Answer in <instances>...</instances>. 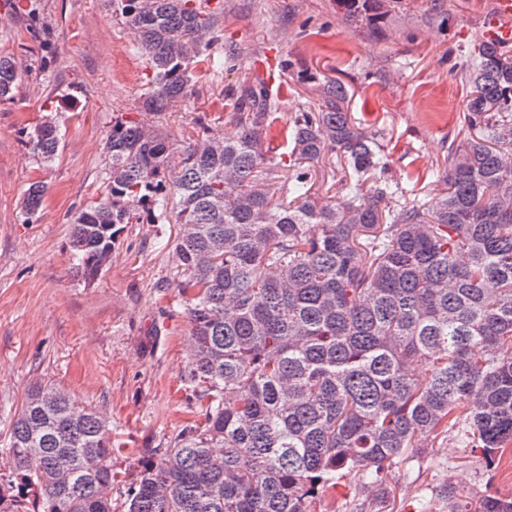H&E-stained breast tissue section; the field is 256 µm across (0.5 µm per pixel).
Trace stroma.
Here are the masks:
<instances>
[{"mask_svg": "<svg viewBox=\"0 0 512 512\" xmlns=\"http://www.w3.org/2000/svg\"><path fill=\"white\" fill-rule=\"evenodd\" d=\"M33 2L34 9L0 14V53L25 66L14 100L0 102V473L9 470L10 411L34 384L53 383L107 413L119 478L112 512H125L134 474L199 409L184 377L190 323L176 290L177 224L125 225L94 283L72 272L71 220L106 186L115 118H145L177 145L202 119L223 132L225 87L261 74L270 57L280 122L317 108L320 83L343 82L356 122L384 134L390 172L407 200H429L441 191L433 177L449 144L468 135L458 121L468 88L449 60L482 40L493 0H384L380 34L346 20L337 0H223L224 39L212 51L235 54L236 69L206 77L180 106L146 116L138 112L145 60L107 0ZM48 120L61 142L46 164L23 132ZM37 180L47 193L29 220L22 201ZM444 479L474 498L508 492L452 437L437 453L420 451L394 467L386 512L433 510Z\"/></svg>", "mask_w": 512, "mask_h": 512, "instance_id": "1", "label": "stroma"}]
</instances>
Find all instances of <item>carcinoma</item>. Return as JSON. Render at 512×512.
I'll return each instance as SVG.
<instances>
[{"label": "carcinoma", "instance_id": "carcinoma-1", "mask_svg": "<svg viewBox=\"0 0 512 512\" xmlns=\"http://www.w3.org/2000/svg\"><path fill=\"white\" fill-rule=\"evenodd\" d=\"M379 0H340L372 21ZM151 77L141 103L186 101L223 36L209 0H109ZM20 65L0 55V102ZM469 86L466 141L448 147L431 206L403 202L377 136L357 125L342 82L281 129L265 82L224 94L230 129L200 131L183 149L142 120L119 118L107 142L108 182L80 209L69 248L90 284L112 262L122 225L174 217L176 283L194 346L186 380L202 418L185 425L129 486L126 512H341L343 489L388 499L393 465L452 435L497 467L512 444V47L481 41L453 64ZM52 122L28 133L49 163ZM342 164L344 188L322 200L313 173ZM288 182L275 197L268 171ZM45 187L31 184L26 219ZM425 358L430 372L412 366ZM11 467L0 512H112L109 417L54 384L37 383L10 421ZM349 481L344 483L342 478ZM439 512H512V497L476 502L439 485Z\"/></svg>", "mask_w": 512, "mask_h": 512}]
</instances>
